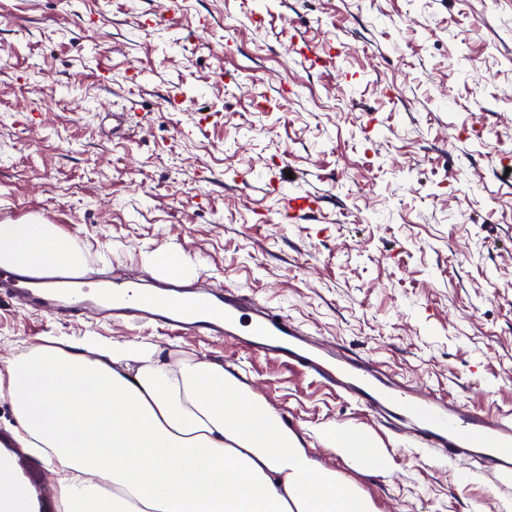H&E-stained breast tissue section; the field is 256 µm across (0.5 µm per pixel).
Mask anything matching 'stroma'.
<instances>
[{
	"mask_svg": "<svg viewBox=\"0 0 512 512\" xmlns=\"http://www.w3.org/2000/svg\"><path fill=\"white\" fill-rule=\"evenodd\" d=\"M510 167L512 0H0V220L59 226L104 276L184 254L491 412L512 411ZM305 192L320 208L288 223L283 196ZM86 336L228 366L379 512H512V478L404 441L299 371L0 293L1 364ZM332 426L373 435L391 472L329 449Z\"/></svg>",
	"mask_w": 512,
	"mask_h": 512,
	"instance_id": "obj_1",
	"label": "stroma"
}]
</instances>
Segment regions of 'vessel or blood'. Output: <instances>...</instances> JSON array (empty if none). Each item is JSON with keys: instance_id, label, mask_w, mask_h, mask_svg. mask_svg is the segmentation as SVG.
<instances>
[{"instance_id": "b4317fda", "label": "vessel or blood", "mask_w": 512, "mask_h": 512, "mask_svg": "<svg viewBox=\"0 0 512 512\" xmlns=\"http://www.w3.org/2000/svg\"><path fill=\"white\" fill-rule=\"evenodd\" d=\"M317 204L314 195H295L285 200L283 212L293 219ZM0 291L56 319L101 311L134 323L152 321L178 334L224 337L336 389L423 448L477 464L494 477L512 476L511 414L493 415L414 388L376 362L321 340L239 289L210 288L167 268L102 280L91 268L39 277L0 267Z\"/></svg>"}]
</instances>
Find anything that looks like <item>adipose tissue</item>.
I'll return each instance as SVG.
<instances>
[{
	"label": "adipose tissue",
	"instance_id": "ef3b65f1",
	"mask_svg": "<svg viewBox=\"0 0 512 512\" xmlns=\"http://www.w3.org/2000/svg\"><path fill=\"white\" fill-rule=\"evenodd\" d=\"M83 264L76 239L37 219L0 221V267ZM15 443L56 475L55 512H378L357 485L310 452L302 434L216 361L156 348L52 338L0 369ZM323 442L386 474L365 433L331 427ZM0 512H39L14 452L0 447Z\"/></svg>",
	"mask_w": 512,
	"mask_h": 512
}]
</instances>
